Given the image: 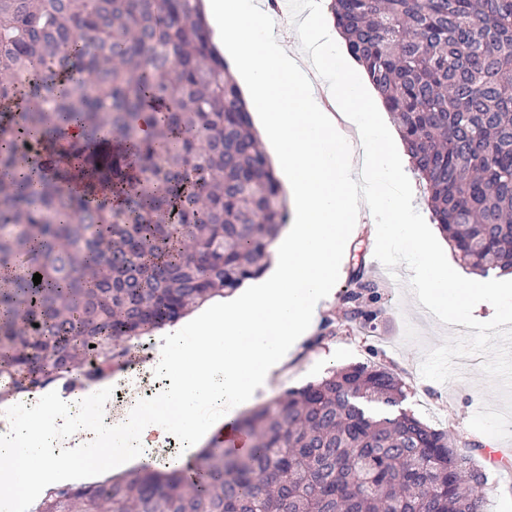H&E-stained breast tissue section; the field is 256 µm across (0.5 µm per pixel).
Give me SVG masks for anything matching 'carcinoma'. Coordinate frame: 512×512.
<instances>
[{
	"label": "carcinoma",
	"mask_w": 512,
	"mask_h": 512,
	"mask_svg": "<svg viewBox=\"0 0 512 512\" xmlns=\"http://www.w3.org/2000/svg\"><path fill=\"white\" fill-rule=\"evenodd\" d=\"M201 2L0 0V398L69 383L80 364L104 378L117 340L258 276L287 224ZM327 7L462 267L512 273V0ZM352 284L347 321L364 329L378 284ZM405 398L383 367L333 368L236 419L246 455L215 444L169 473L58 488L39 512H482L477 443L394 411Z\"/></svg>",
	"instance_id": "obj_1"
}]
</instances>
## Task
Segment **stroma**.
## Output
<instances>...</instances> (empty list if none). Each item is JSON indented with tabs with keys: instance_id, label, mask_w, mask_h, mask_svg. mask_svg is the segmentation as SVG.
<instances>
[{
	"instance_id": "obj_1",
	"label": "stroma",
	"mask_w": 512,
	"mask_h": 512,
	"mask_svg": "<svg viewBox=\"0 0 512 512\" xmlns=\"http://www.w3.org/2000/svg\"><path fill=\"white\" fill-rule=\"evenodd\" d=\"M374 251L368 231H361L342 262L332 301L326 303L277 389L301 387L333 367L374 363L389 369L406 384L404 410L453 438L477 442L475 460L490 474L483 510L504 512L506 501L512 499V462L489 464L484 443L493 437L512 451V389L500 384L485 364L473 369L469 361L476 356L489 359L497 340L512 334V321L499 320L491 307L483 305L477 312L476 333L468 335L418 299L410 273L389 276L384 263L375 261ZM359 270L380 286L378 317L367 335L345 327L343 296ZM446 360L455 365V373L444 371Z\"/></svg>"
}]
</instances>
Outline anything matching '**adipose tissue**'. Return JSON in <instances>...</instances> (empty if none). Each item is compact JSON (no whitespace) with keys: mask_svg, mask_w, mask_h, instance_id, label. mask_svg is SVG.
<instances>
[{"mask_svg":"<svg viewBox=\"0 0 512 512\" xmlns=\"http://www.w3.org/2000/svg\"><path fill=\"white\" fill-rule=\"evenodd\" d=\"M212 38L230 47L244 74L247 103L259 114L262 136L275 153L293 202V222L270 245L272 265L241 297L215 296L189 317L196 342L170 343L153 354L150 370L165 385L143 397L122 368L92 389L63 401L44 394L26 414L0 406V488L36 500L59 481L102 479L116 464L183 468L209 439L226 441L236 430L233 411L274 385L276 371L315 327L330 301L341 258L362 217L387 224L385 251L406 239L422 296L456 321L471 318L473 304L495 305L512 318V297L493 280L458 281L427 234L406 188L400 140L379 120L381 104L353 66L340 56L314 53L313 63L336 73L330 89L337 108L358 112L359 139L367 146L356 171L350 142L324 111L313 82L274 32L259 0H205ZM93 416L83 406L89 396Z\"/></svg>","mask_w":512,"mask_h":512,"instance_id":"adipose-tissue-1","label":"adipose tissue"}]
</instances>
